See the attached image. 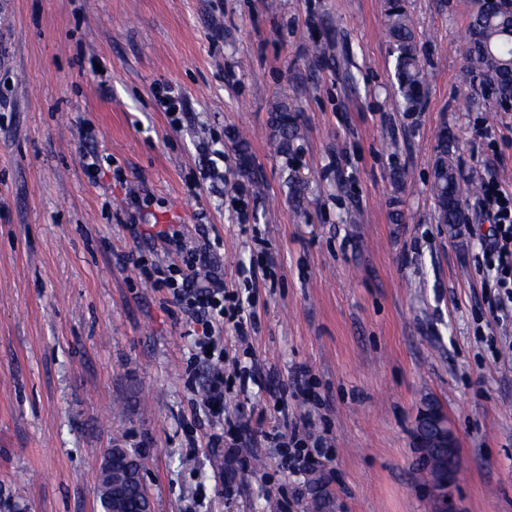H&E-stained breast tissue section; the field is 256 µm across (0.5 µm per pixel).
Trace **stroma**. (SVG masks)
<instances>
[{"label":"stroma","mask_w":512,"mask_h":512,"mask_svg":"<svg viewBox=\"0 0 512 512\" xmlns=\"http://www.w3.org/2000/svg\"><path fill=\"white\" fill-rule=\"evenodd\" d=\"M476 3L405 0L426 73L406 114L386 0H0V512H101L116 447L140 455L155 512H436L412 451L432 407L457 437L460 512H512V321L474 269V195L457 231L431 193L443 127L461 180L512 189V111L466 104ZM281 102L299 126L285 154ZM89 150L125 185L88 172ZM150 224L218 238L227 292L251 296L248 346L224 329L246 380L226 409L238 442L208 448L224 427L184 314L115 260L148 256ZM490 337L508 341L500 358ZM304 379L314 394L289 398L288 424L332 444L316 491L266 437L276 395Z\"/></svg>","instance_id":"35a3bbf8"}]
</instances>
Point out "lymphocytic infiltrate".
<instances>
[{
  "label": "lymphocytic infiltrate",
  "instance_id": "obj_1",
  "mask_svg": "<svg viewBox=\"0 0 512 512\" xmlns=\"http://www.w3.org/2000/svg\"><path fill=\"white\" fill-rule=\"evenodd\" d=\"M474 207L490 224L488 236L476 256V269L493 292L489 301L492 312L512 318V191L504 189L495 176H488ZM151 236L181 252V262L149 265L140 259L136 266L154 287L167 289L173 303L185 313L184 334L212 367L204 406L213 418L223 419L224 347L216 331L229 322L239 339L247 340L251 314L243 299L226 305L224 276L215 266L209 246L185 249L180 229L172 224L152 231ZM275 438L282 456L298 475L315 473L321 458L327 457L331 448L326 436L311 432H279Z\"/></svg>",
  "mask_w": 512,
  "mask_h": 512
}]
</instances>
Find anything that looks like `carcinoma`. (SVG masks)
<instances>
[{"label":"carcinoma","mask_w":512,"mask_h":512,"mask_svg":"<svg viewBox=\"0 0 512 512\" xmlns=\"http://www.w3.org/2000/svg\"><path fill=\"white\" fill-rule=\"evenodd\" d=\"M389 56L393 66L395 105L404 112L420 110L426 80L414 26L401 0H389L387 6ZM512 27V14L493 12L486 0H478L460 46V55L467 71L483 77L487 93L494 95L505 86H512V42L502 32ZM278 132L274 146L279 153L288 152L296 133L294 116L288 103L277 106L272 117ZM450 134H438L437 154L433 164L431 192L434 199V220L437 224H459L462 189L457 169L449 157Z\"/></svg>","instance_id":"1"}]
</instances>
